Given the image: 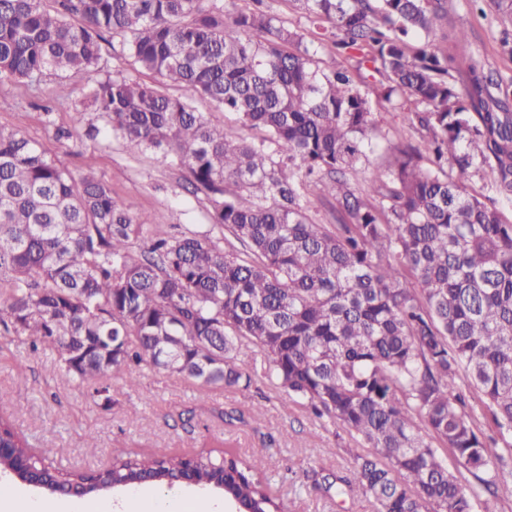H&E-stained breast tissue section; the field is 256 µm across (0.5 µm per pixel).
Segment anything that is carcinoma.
Wrapping results in <instances>:
<instances>
[{"label":"carcinoma","mask_w":512,"mask_h":512,"mask_svg":"<svg viewBox=\"0 0 512 512\" xmlns=\"http://www.w3.org/2000/svg\"><path fill=\"white\" fill-rule=\"evenodd\" d=\"M44 2L0 0V79L32 89L49 71L87 74L106 131L132 153H178L246 256L162 229L131 252L150 217L121 208L95 173L75 176L20 132L0 131L4 329L33 353L56 350L61 373L106 405L112 373L133 388L145 367L247 388L238 362L257 350L268 364L254 375L275 382L283 404L306 401L371 449L352 478L322 476L342 483L338 493L369 497L377 512H478L488 502L469 473L512 501V468L495 466L512 442L488 445L456 392L463 370L502 440L512 438V221L499 208L512 200V83L475 62L461 86L448 80V43L465 35L448 32L447 0H296L314 40L373 64L386 101L408 95L405 118L423 145L395 146L365 187L352 174L370 161L375 124L354 72L320 69L263 0L249 10L235 0ZM105 34L134 66L263 128L265 142L228 136L189 102L104 73ZM481 167L492 180L474 194L466 181ZM312 185L336 201V223L309 219ZM0 433L14 448L4 471L54 452L30 447L3 414ZM262 468L230 450L163 448L56 481L100 495L189 472L247 512H283Z\"/></svg>","instance_id":"carcinoma-1"}]
</instances>
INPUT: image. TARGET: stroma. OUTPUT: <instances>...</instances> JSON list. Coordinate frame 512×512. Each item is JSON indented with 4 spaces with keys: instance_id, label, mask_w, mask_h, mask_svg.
I'll return each instance as SVG.
<instances>
[{
    "instance_id": "1",
    "label": "stroma",
    "mask_w": 512,
    "mask_h": 512,
    "mask_svg": "<svg viewBox=\"0 0 512 512\" xmlns=\"http://www.w3.org/2000/svg\"><path fill=\"white\" fill-rule=\"evenodd\" d=\"M447 4L449 29L467 35L466 43L451 46V53L512 81V55L500 46L507 25L496 0H485L479 11L468 0ZM107 58L112 74L162 85L165 92L189 101L213 124L223 126L228 135L263 140V131L243 127L236 115L209 99L162 83L120 54L111 52ZM66 81L77 91L69 106L56 103L55 76H45L33 94L19 83L0 80V129L20 131L73 174L93 168L131 213L153 216V223L143 225L133 240V248H142L160 226L175 236L189 229L210 232L225 253L242 254L237 240L215 223L206 194L188 191L190 174L174 154L128 152L120 136L105 133L89 97L90 79L71 73ZM361 89L371 103L377 143L370 166L357 174L358 181L365 182L387 165L391 145L418 142L419 135L403 123L401 99L385 101L370 70L362 72ZM58 367L56 351L31 353L23 337L0 328V410L12 414L33 447L52 449L53 466L89 471L123 451L173 448L206 453L228 448L244 458L263 456L265 475L285 512H376L372 500L325 492L310 477L314 471L351 477L354 457L366 452L362 443L314 418L305 402L282 406L268 379H256L246 389L203 390L190 379L146 370L132 389L115 373L109 380L111 402L103 405L93 401L85 386L57 376ZM228 411L238 414V421L225 422Z\"/></svg>"
}]
</instances>
